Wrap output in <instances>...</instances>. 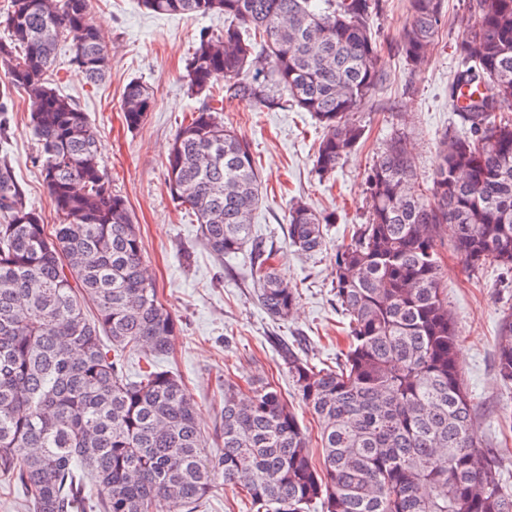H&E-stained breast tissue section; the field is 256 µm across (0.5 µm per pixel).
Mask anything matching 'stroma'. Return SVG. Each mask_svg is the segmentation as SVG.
Segmentation results:
<instances>
[{"label":"stroma","instance_id":"35a3bbf8","mask_svg":"<svg viewBox=\"0 0 512 512\" xmlns=\"http://www.w3.org/2000/svg\"><path fill=\"white\" fill-rule=\"evenodd\" d=\"M444 6L448 25L417 68L407 66L399 52L409 21L405 0H387L375 18L383 81L359 110L362 142L330 178H319L313 169L323 130L309 113L259 112L246 101H225L224 122L249 141L261 174L263 199L254 214L253 234L278 249L283 273L298 288L293 311L283 321L272 319L257 301L249 253L224 259L212 254L193 214L172 200L165 184L168 148L199 105L187 90L185 58L200 29H223V15H154L139 0H93L92 19L111 59L107 79L97 86L87 84L71 66V41L61 42L54 85L97 128L99 162L140 228L149 273L179 324L171 353L158 365L180 376L196 402L207 454L222 451L225 379L244 387L268 380L289 399L293 386L277 353L279 342L296 345L303 360L320 368L335 365L345 348L333 270L337 247L349 242L353 225L366 221L364 181L370 164L397 132L404 134L418 173L430 176L438 135L460 127L448 84L458 66L457 44L472 19L466 0H445ZM133 80L148 85L154 99L145 123L130 131L123 124L121 100ZM37 150L27 96L14 91L6 131L0 135V160L10 163L28 203L52 225L57 218L34 162ZM297 201L333 216L327 246L313 256L288 246V209ZM441 237L443 283L458 324L459 363L477 413V435L501 458V479L512 488V433L498 418L501 406L512 407V393L504 391L495 371L498 314L502 305L512 304V277L490 265L479 278L469 279L452 251L449 231Z\"/></svg>","mask_w":512,"mask_h":512}]
</instances>
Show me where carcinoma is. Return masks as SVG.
I'll return each instance as SVG.
<instances>
[{
    "mask_svg": "<svg viewBox=\"0 0 512 512\" xmlns=\"http://www.w3.org/2000/svg\"><path fill=\"white\" fill-rule=\"evenodd\" d=\"M93 0H9L0 61L28 95L37 162L59 223L47 232L11 168L0 162V473L31 512H195L214 488L238 487L255 512H512L501 462L476 434L457 362L460 341L441 277L442 226L468 277L512 270V0H467L449 85L465 133L445 131L432 176L418 178L394 134L365 178L366 222L336 253L333 290L348 347L317 368L284 346L296 398L319 424L310 451L292 403L270 382L224 381L223 452L209 457L194 402L159 369L179 330L146 272L124 198L98 160L88 115L51 83L59 43L87 83L109 59ZM155 14L224 15L185 59L199 100L166 159L174 201L193 213L219 257L250 248L257 299L286 320L297 290L254 238L261 180L249 142L224 124L216 93L256 109L310 113L323 129L314 170L328 177L364 137L356 117L381 81L372 22L384 0H142ZM400 47L422 65L448 23L444 0H408ZM149 88L125 89L129 130L147 119ZM331 217L288 210V246L314 255ZM112 347H107L103 339ZM146 347L137 379L121 357ZM497 377L512 385V307L502 310Z\"/></svg>",
    "mask_w": 512,
    "mask_h": 512,
    "instance_id": "obj_1",
    "label": "carcinoma"
}]
</instances>
